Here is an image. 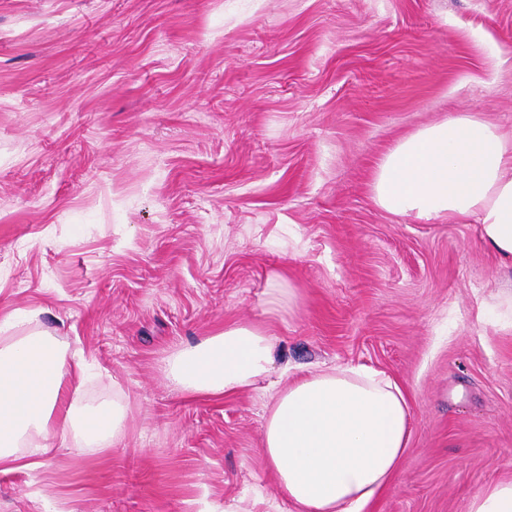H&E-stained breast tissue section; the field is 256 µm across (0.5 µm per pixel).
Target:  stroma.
Returning <instances> with one entry per match:
<instances>
[{"mask_svg": "<svg viewBox=\"0 0 512 512\" xmlns=\"http://www.w3.org/2000/svg\"><path fill=\"white\" fill-rule=\"evenodd\" d=\"M453 112L512 131V0H0V318L128 414L117 446L51 436L0 473V512H282L266 392L164 371L235 322L275 336L270 383L362 364L406 389L411 449L366 512H467L512 476V268L370 187Z\"/></svg>", "mask_w": 512, "mask_h": 512, "instance_id": "1", "label": "stroma"}]
</instances>
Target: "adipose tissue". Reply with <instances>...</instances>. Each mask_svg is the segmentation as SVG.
Segmentation results:
<instances>
[{
  "mask_svg": "<svg viewBox=\"0 0 512 512\" xmlns=\"http://www.w3.org/2000/svg\"><path fill=\"white\" fill-rule=\"evenodd\" d=\"M371 188L394 216L477 225L482 245L512 264V132L469 112L449 116L400 139ZM15 325L12 316L0 321L9 336L0 344V472L39 468L55 429L90 454L120 442L125 406L66 401L65 381L81 382L82 365L53 336H12ZM273 349L262 326L234 323L178 350L165 370L183 392L221 398L262 380ZM409 445L406 391L366 366L288 378L266 405L261 452L292 512H364Z\"/></svg>",
  "mask_w": 512,
  "mask_h": 512,
  "instance_id": "1",
  "label": "adipose tissue"
}]
</instances>
